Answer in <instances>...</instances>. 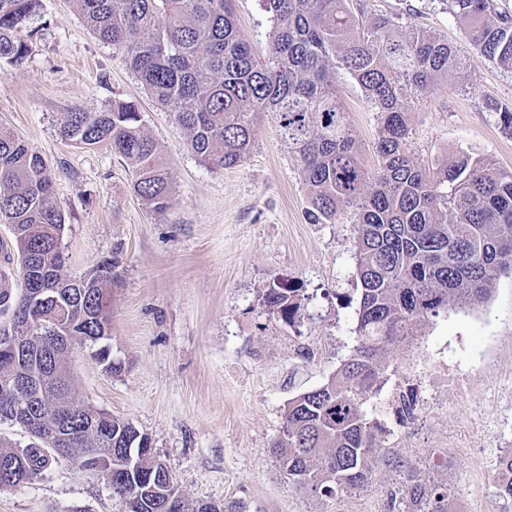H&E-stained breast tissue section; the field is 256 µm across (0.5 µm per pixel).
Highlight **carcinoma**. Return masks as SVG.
<instances>
[{"mask_svg":"<svg viewBox=\"0 0 512 512\" xmlns=\"http://www.w3.org/2000/svg\"><path fill=\"white\" fill-rule=\"evenodd\" d=\"M100 41L123 53L130 69L185 132L205 162L234 167L250 154L254 124L272 113L300 163L309 191L311 222L334 223L344 213L357 226L360 301L358 344L323 386L289 400L282 435L272 453L297 488L331 495L370 483L381 456L380 426L362 406L380 379L379 356L414 336L418 326L449 304L486 299L498 277L512 272V170L463 153L426 167L406 154L409 103L432 96L456 77L464 60L457 47L427 31L408 39L396 21L366 14L362 0H264L271 13L269 55L261 63L239 33L233 0H73ZM463 37L500 68L512 72V13L494 0H445ZM41 0H0V62L29 52V25ZM352 79L379 114L378 167L360 159L350 120L336 88ZM500 129L512 135V107L485 102ZM63 137L77 145H107L134 174V193L154 211L172 204L173 189L158 147L144 133L131 102L104 112L77 106L66 113ZM53 178L44 157L13 134L0 132V222L12 227L24 258L17 293L0 288V310L18 328L30 314V294L48 279L67 280L60 248L64 215L52 203ZM111 278L60 289L71 347L45 337L42 349L59 357L44 373L37 402L53 423L69 427L65 459L86 469L84 449L112 456L99 475L123 498L127 512H238L199 503L189 507L168 466L141 450L148 434L130 421L76 401L69 353L94 345L109 325L108 291L119 261H105ZM302 289L277 282L262 295L270 313L291 323ZM20 372L37 373L32 349H0V419L17 404L4 385ZM29 447L0 442V488L27 484L41 474L48 447L28 430ZM391 506L399 512H448V494L421 483L400 465ZM498 498L512 501V450L499 461Z\"/></svg>","mask_w":512,"mask_h":512,"instance_id":"obj_1","label":"carcinoma"}]
</instances>
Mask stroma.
<instances>
[{
  "label": "stroma",
  "mask_w": 512,
  "mask_h": 512,
  "mask_svg": "<svg viewBox=\"0 0 512 512\" xmlns=\"http://www.w3.org/2000/svg\"><path fill=\"white\" fill-rule=\"evenodd\" d=\"M368 14L420 27L456 45L461 74L408 114L407 153L431 165L468 153L512 170V136L484 101L512 106V72L465 42L439 0H363ZM236 23L266 59L272 20L263 0H235ZM22 61L0 63V131L40 152L65 215V272L88 274L111 256L107 344L117 371L89 350L68 361L78 401L147 433L189 504L237 503L241 512H392V460L448 491V512H512L495 494L500 455L512 448V273L490 296L449 305L403 345L387 347L363 409L381 427L384 458L367 488L325 497L297 489L271 452L289 399L326 383L354 352L357 233L350 215L311 223L300 167L274 117L255 126L238 166L207 164L171 113L150 97L123 56L86 27L73 0H42ZM363 164L378 166L379 120L351 80L337 83ZM136 103L159 147L173 204L157 212L137 197L128 165L106 146L61 135L76 105L102 112ZM288 281L304 298L294 322L269 314L261 296ZM415 417L400 421L401 397ZM0 512H125L101 476L50 457L28 484L0 489Z\"/></svg>",
  "instance_id": "1"
}]
</instances>
